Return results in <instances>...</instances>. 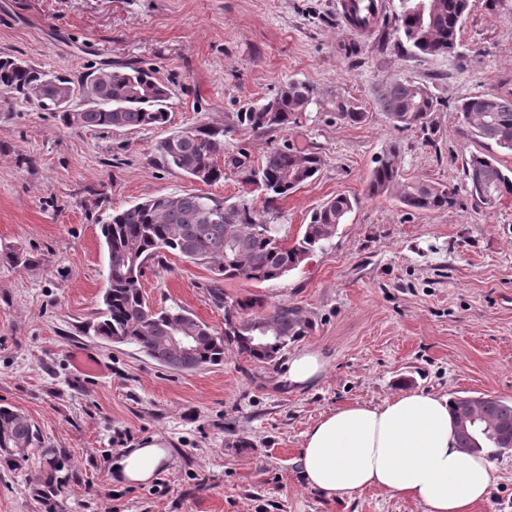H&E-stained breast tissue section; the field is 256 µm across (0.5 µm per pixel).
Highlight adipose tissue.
Wrapping results in <instances>:
<instances>
[{
  "mask_svg": "<svg viewBox=\"0 0 512 512\" xmlns=\"http://www.w3.org/2000/svg\"><path fill=\"white\" fill-rule=\"evenodd\" d=\"M327 364L321 350L302 349L289 360L285 381L292 389L317 384ZM166 455L164 442L151 440L119 459L115 476L146 482ZM299 464L307 485L327 497L349 501L376 488L425 512H474L495 482L487 454L458 448L448 397L417 390L327 413L305 432Z\"/></svg>",
  "mask_w": 512,
  "mask_h": 512,
  "instance_id": "adipose-tissue-1",
  "label": "adipose tissue"
}]
</instances>
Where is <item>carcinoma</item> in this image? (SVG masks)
<instances>
[{
	"label": "carcinoma",
	"instance_id": "cac0c4a2",
	"mask_svg": "<svg viewBox=\"0 0 512 512\" xmlns=\"http://www.w3.org/2000/svg\"><path fill=\"white\" fill-rule=\"evenodd\" d=\"M422 15L414 11V0H399L394 33L419 55L451 54L458 47L460 29L470 0H427ZM347 18L362 32L375 19V8L364 0H349ZM80 90L90 106L78 112H59L56 101ZM35 101L45 112H57L67 127L91 129H139L160 127L168 121L171 91L154 70L135 66L97 69L76 85L63 74L47 73L12 57H0V98ZM316 88L291 81L265 103L236 113L235 128L257 132L284 131L296 124L315 103ZM376 100L397 128H417L428 133L430 119L440 101L421 83L396 78L378 89ZM337 110L343 119L358 124L365 114L348 102ZM458 110L471 133L479 140L494 142L512 152V98L492 94L467 97ZM221 131L194 127L161 141L164 165L212 184L224 179V169L242 176V181L263 195L262 207L255 198L244 196L233 203L194 193L159 194L101 221L107 259L103 308L93 325L95 335L112 344L133 345L162 366L181 372L195 371L224 360L226 347L257 362L277 359L288 345L310 330V322L298 308L278 305L263 314H245L262 306L261 300L236 302V320L224 310V330L177 308L154 309L147 304L140 279L150 260L170 252L194 264H206L217 276L213 299L224 302L221 280L241 279L273 282L297 269L318 250L325 249L356 205L345 195L332 197L315 208L308 224L293 240L281 235L268 215L278 201L314 179L324 165L317 152L274 145L261 162L249 164L247 156L224 154ZM224 157V165L218 158ZM465 184L472 196L487 204L484 194L495 189V201L512 197V171L493 157L472 153L465 160ZM373 197L394 196L406 207L436 211L450 206L453 190L441 185L402 179L400 148L390 142L375 158L368 179ZM183 329L197 337L192 347L171 346L166 336ZM478 428L456 425L460 448L474 447L479 440L492 448L491 457L512 451V400L492 396L474 400ZM40 443L39 433L21 410L0 407V449L32 448Z\"/></svg>",
	"mask_w": 512,
	"mask_h": 512
}]
</instances>
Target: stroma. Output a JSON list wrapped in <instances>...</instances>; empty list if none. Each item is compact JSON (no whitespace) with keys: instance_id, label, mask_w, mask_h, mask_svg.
<instances>
[{"instance_id":"1","label":"stroma","mask_w":512,"mask_h":512,"mask_svg":"<svg viewBox=\"0 0 512 512\" xmlns=\"http://www.w3.org/2000/svg\"><path fill=\"white\" fill-rule=\"evenodd\" d=\"M398 10L384 0L366 33L339 0H0V57L76 82L92 68L150 67L171 91L166 126L134 130L68 128L0 100V405L24 411L64 460L50 488L43 447L23 466L1 461L0 512H424L377 489L324 497L298 464L304 432L348 404L406 390L512 400V198L481 204L464 178L470 153L511 169L512 153L476 140L456 109L474 94L512 96V0H472L447 55L400 41ZM397 77L441 101L432 135L394 128L377 105V89ZM290 81L318 92L298 126L234 129L236 113ZM340 100L365 121L342 119ZM196 126L224 130L225 152L255 163L273 142L322 155L315 179L277 205L289 237L323 201L358 200L327 250L274 283L223 281L220 305L206 266L167 253L145 268L152 306L180 305L218 330L238 300L298 307L310 330L269 364L232 347L220 364L176 372L88 331L105 288L106 214L159 194L241 195L233 173L204 184L163 164L160 142ZM392 140L404 178L453 188L451 206L369 196L373 161ZM11 250L25 264L6 260ZM304 348L329 366L292 390L288 361ZM152 439L168 446L162 469L146 483L113 481L118 455Z\"/></svg>"}]
</instances>
